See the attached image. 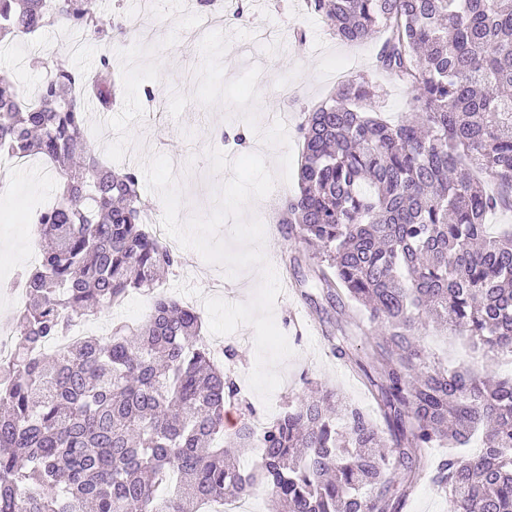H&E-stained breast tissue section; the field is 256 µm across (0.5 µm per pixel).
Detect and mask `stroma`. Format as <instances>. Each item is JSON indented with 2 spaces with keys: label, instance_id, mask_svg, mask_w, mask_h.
<instances>
[{
  "label": "stroma",
  "instance_id": "1",
  "mask_svg": "<svg viewBox=\"0 0 512 512\" xmlns=\"http://www.w3.org/2000/svg\"><path fill=\"white\" fill-rule=\"evenodd\" d=\"M187 2L163 0L157 13L146 15L142 12L144 0H122V11L143 17L141 26L133 29L124 45L113 53L112 75L124 91L111 112L93 113L86 125L89 147L113 167L136 171L142 160L154 154L177 160L176 178L183 190L180 217L184 220L196 213H208L214 204L215 189L223 181L222 176L209 171L208 148H217L232 158L257 152L270 164L279 154L278 149L264 145L256 137L240 145L232 143V136L246 131V123L227 106L207 108L193 100L196 85L193 75L202 55L198 45L187 44L182 36L183 31L198 24L197 16L186 8ZM301 2L247 0V20H229L222 27L230 39L223 59L226 78L241 75L252 63L261 65L264 78L258 84V123L265 129L269 126V116L287 114V135L296 156L301 153L298 126L303 110L317 106L341 80L370 78L380 89L379 109L386 119L398 120L409 109L408 93L375 67L380 39L356 47L345 45L333 37L319 16L301 9ZM299 29L307 33L305 42L295 40L294 33ZM71 44V39L54 32H39L2 43L0 73L18 78L25 88L35 90L50 75L49 67L34 63L47 47L70 68H94L103 51L102 43L86 42L77 51L72 50ZM144 81L154 86V102H147L138 90ZM216 129L227 134V141L213 138ZM59 180L53 167L35 161L12 171L8 180L0 183V258L11 259L13 268L22 270L33 266L32 255L40 250V234L31 230L26 212L30 207L51 203ZM296 189L293 182L276 183L271 195L249 206L250 214L267 226L264 254L274 267L288 258L290 241L287 231L271 230L272 215ZM182 255L193 261L197 269L195 277L186 278L184 267L173 268L166 274L159 293L178 297L179 301L197 308L202 307L207 296H219L230 302L251 299L258 284L254 270L229 279L222 267L205 262L196 251L186 249ZM184 282L192 287V294L176 292V285ZM154 295L150 291L131 292L121 306L98 313L95 323L102 329L119 322L138 324L149 313ZM301 309L307 311L310 326L296 323L294 315ZM274 320L294 354L279 366L282 383L268 407L250 389L247 380L256 359L252 328L243 325L234 333L211 339L218 348L236 346L239 359L234 369L241 396L253 411L261 414L268 410L272 415H279L289 402L315 384L335 391L337 397L367 412H374L364 386L329 354L321 334L322 328L346 324L347 312L331 306L319 291H312L305 298L285 289L275 303ZM424 345L442 360L451 363L471 360L482 372L500 377L512 375V362L472 352L463 338L449 340L445 331L429 328Z\"/></svg>",
  "mask_w": 512,
  "mask_h": 512
}]
</instances>
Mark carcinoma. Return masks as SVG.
<instances>
[{
	"label": "carcinoma",
	"mask_w": 512,
	"mask_h": 512,
	"mask_svg": "<svg viewBox=\"0 0 512 512\" xmlns=\"http://www.w3.org/2000/svg\"><path fill=\"white\" fill-rule=\"evenodd\" d=\"M337 40L384 35L378 70L412 95L389 124L364 77L305 113L298 191L281 210L315 249L301 281L343 308L353 328L325 333L383 419L332 391L300 397L253 435L224 428L239 386L215 363L203 315L162 295L137 327L82 336L47 358L78 320L156 287L182 264L142 221L136 172L99 162L84 135L89 107L121 87L112 56L76 73L58 63L28 97L0 74V156H40L61 178L39 213L36 267L11 357L0 361V512H201L262 491L273 512H404L424 477L449 512H512V377L431 361L433 324L484 353L512 354V0H306ZM73 28L85 41L126 36L125 19L87 0H0V38ZM483 448L435 461L430 448ZM262 449L258 464L240 459Z\"/></svg>",
	"instance_id": "obj_1"
}]
</instances>
